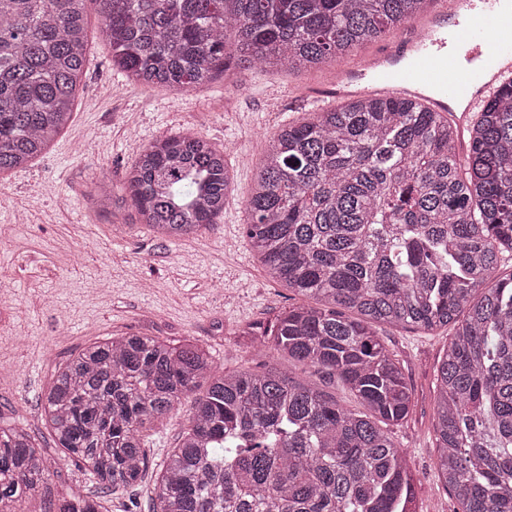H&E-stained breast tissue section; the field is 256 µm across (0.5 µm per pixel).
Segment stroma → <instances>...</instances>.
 <instances>
[{"mask_svg": "<svg viewBox=\"0 0 512 512\" xmlns=\"http://www.w3.org/2000/svg\"><path fill=\"white\" fill-rule=\"evenodd\" d=\"M100 24L96 0H88L85 75L68 124L45 153L0 176V426L25 427L53 470L48 484L25 497L23 512H47L76 487L105 512H154L150 489L189 426L193 397L146 424L141 436L148 466L141 482L107 495L62 459L42 419L56 369L107 337L146 333L193 342L224 372L286 368L340 404H354L312 369L254 346L253 337L301 299L266 274L245 233V205L269 139L283 124L321 108L298 101L294 90L335 78V65L305 72L235 67L205 86L176 92L128 81L112 64ZM184 128L233 147L223 213L177 240L155 237L145 226L113 231L111 214L97 204L99 181L109 178L121 189L140 147ZM378 334L414 389L408 420L391 433L408 451L418 510L454 512L455 501L438 478L433 433L434 378L451 330L383 325Z\"/></svg>", "mask_w": 512, "mask_h": 512, "instance_id": "35a3bbf8", "label": "stroma"}]
</instances>
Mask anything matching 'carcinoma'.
<instances>
[{"mask_svg": "<svg viewBox=\"0 0 512 512\" xmlns=\"http://www.w3.org/2000/svg\"><path fill=\"white\" fill-rule=\"evenodd\" d=\"M86 0H0V174L42 154L71 118ZM128 79L183 92L229 58L309 70L423 13L429 0H97ZM234 44L226 46L227 34ZM465 130L421 103L355 99L288 124L262 156L246 236L266 273L306 300L260 344L337 380L349 409L288 371L224 374L194 343L114 336L56 372L45 417L64 457L115 492L147 467L140 430L196 392L189 429L152 489L160 512H416L407 450L389 427L414 392L379 324L453 325L437 368L438 476L455 512H512V76ZM226 155L179 131L142 147L124 194L163 239L213 223ZM50 477L44 449L0 427V512ZM56 512H99L79 491Z\"/></svg>", "mask_w": 512, "mask_h": 512, "instance_id": "1", "label": "carcinoma"}]
</instances>
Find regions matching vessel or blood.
Wrapping results in <instances>:
<instances>
[{
  "label": "vessel or blood",
  "mask_w": 512,
  "mask_h": 512,
  "mask_svg": "<svg viewBox=\"0 0 512 512\" xmlns=\"http://www.w3.org/2000/svg\"><path fill=\"white\" fill-rule=\"evenodd\" d=\"M512 71V14L499 0H435L430 17L407 21L402 36L336 81L302 98L368 95L418 99L465 124L504 73Z\"/></svg>",
  "instance_id": "1"
}]
</instances>
